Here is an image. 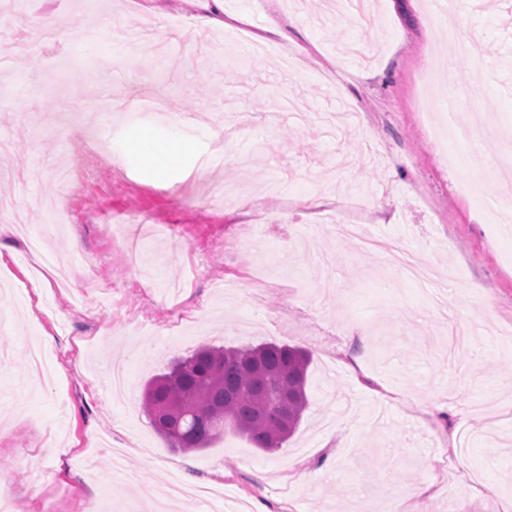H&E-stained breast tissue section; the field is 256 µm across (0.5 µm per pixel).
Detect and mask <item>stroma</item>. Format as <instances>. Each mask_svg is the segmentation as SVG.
I'll return each instance as SVG.
<instances>
[{"label": "stroma", "instance_id": "stroma-1", "mask_svg": "<svg viewBox=\"0 0 512 512\" xmlns=\"http://www.w3.org/2000/svg\"><path fill=\"white\" fill-rule=\"evenodd\" d=\"M208 10L267 52L195 24ZM375 11L367 28L343 0H0V196L34 227L59 195L71 210L38 251L0 219L8 512H163L115 476L112 441L144 482L223 491L177 512L512 503V189L490 176L480 195L458 190L470 155L512 148V0ZM449 31L479 54L449 55ZM452 97L467 109L450 168L426 128ZM81 114L97 117L83 131L97 158L63 185ZM145 128L195 147L148 172L125 150ZM313 194L327 205L308 208ZM262 342L311 357L298 431L273 453L230 430L170 448L141 410L148 379L204 345ZM111 363L128 371L127 402Z\"/></svg>", "mask_w": 512, "mask_h": 512}]
</instances>
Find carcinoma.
<instances>
[{
	"mask_svg": "<svg viewBox=\"0 0 512 512\" xmlns=\"http://www.w3.org/2000/svg\"><path fill=\"white\" fill-rule=\"evenodd\" d=\"M308 365L305 351L274 342L202 346L147 384L143 410L181 451L203 450L228 428L256 448L276 451L308 407Z\"/></svg>",
	"mask_w": 512,
	"mask_h": 512,
	"instance_id": "cac0c4a2",
	"label": "carcinoma"
}]
</instances>
